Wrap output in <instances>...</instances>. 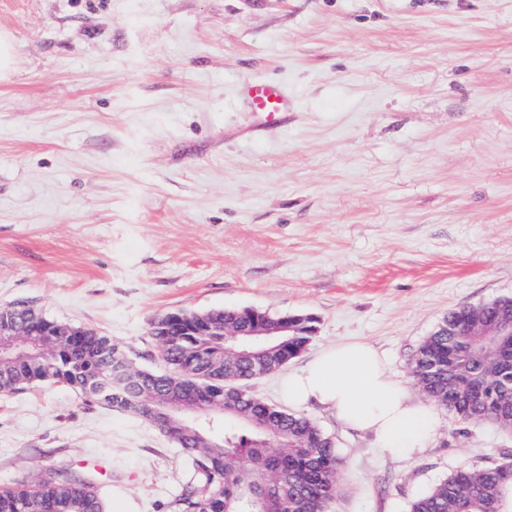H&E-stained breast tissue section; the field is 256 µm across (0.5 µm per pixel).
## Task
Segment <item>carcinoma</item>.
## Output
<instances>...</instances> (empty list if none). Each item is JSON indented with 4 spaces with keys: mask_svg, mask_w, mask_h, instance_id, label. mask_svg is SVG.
<instances>
[{
    "mask_svg": "<svg viewBox=\"0 0 512 512\" xmlns=\"http://www.w3.org/2000/svg\"><path fill=\"white\" fill-rule=\"evenodd\" d=\"M480 314L486 324L512 323V298L448 316L418 347L415 384L459 420H487L512 430V347L495 336H467L461 328ZM39 328L0 351V394L35 383H62L88 403L132 413L165 430L151 408L197 419V433L171 440L193 475L168 512H330L341 459L334 441L311 418L255 397L248 381L279 370L305 349L316 330L311 318L289 322L286 336L243 335L238 309L160 317L150 325L165 371L138 370L131 385L109 383L123 353L108 336L45 318L29 306L0 309V326ZM177 330L178 336L169 332ZM512 502V458L462 467L414 500L410 512H504ZM0 512H104L96 479L59 464L36 480L0 487Z\"/></svg>",
    "mask_w": 512,
    "mask_h": 512,
    "instance_id": "obj_1",
    "label": "carcinoma"
}]
</instances>
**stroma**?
Returning a JSON list of instances; mask_svg holds the SVG:
<instances>
[{
  "label": "stroma",
  "mask_w": 512,
  "mask_h": 512,
  "mask_svg": "<svg viewBox=\"0 0 512 512\" xmlns=\"http://www.w3.org/2000/svg\"><path fill=\"white\" fill-rule=\"evenodd\" d=\"M0 308L34 307L162 369L172 311L310 314L287 367L362 339L412 399L454 309L512 298V0H0ZM283 81L280 119L239 94ZM342 459L331 512H408L512 431L437 408L407 460L308 407ZM107 512H166L189 465L69 387L0 395V486L42 456Z\"/></svg>",
  "instance_id": "1"
}]
</instances>
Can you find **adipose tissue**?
<instances>
[{"instance_id":"obj_1","label":"adipose tissue","mask_w":512,"mask_h":512,"mask_svg":"<svg viewBox=\"0 0 512 512\" xmlns=\"http://www.w3.org/2000/svg\"><path fill=\"white\" fill-rule=\"evenodd\" d=\"M281 395L294 407L322 406L347 427L370 436L388 455L408 458L433 433L431 406L412 401L371 344L350 340L324 348L303 369L281 379Z\"/></svg>"}]
</instances>
